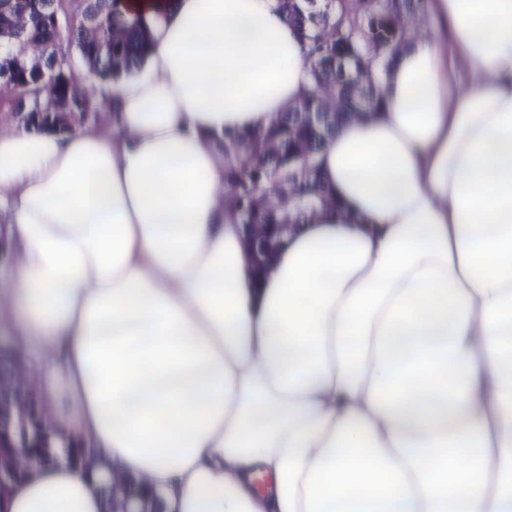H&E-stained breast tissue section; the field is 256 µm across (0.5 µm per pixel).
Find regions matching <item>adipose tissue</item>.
Returning <instances> with one entry per match:
<instances>
[{"instance_id": "adipose-tissue-1", "label": "adipose tissue", "mask_w": 512, "mask_h": 512, "mask_svg": "<svg viewBox=\"0 0 512 512\" xmlns=\"http://www.w3.org/2000/svg\"><path fill=\"white\" fill-rule=\"evenodd\" d=\"M120 111L0 130V323L57 434L0 512H512V0H429L254 277L215 142L310 87L278 0H133ZM87 449L72 463L70 444Z\"/></svg>"}]
</instances>
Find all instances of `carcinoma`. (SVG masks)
Masks as SVG:
<instances>
[{"label": "carcinoma", "instance_id": "carcinoma-1", "mask_svg": "<svg viewBox=\"0 0 512 512\" xmlns=\"http://www.w3.org/2000/svg\"><path fill=\"white\" fill-rule=\"evenodd\" d=\"M130 0H0V101L24 129H53L61 109L99 120L95 93L80 86L75 63L112 94L144 65L152 44ZM300 30L315 90L259 132L224 143L225 206L241 224H303L328 201L316 157L337 126L381 103L380 88L405 46L409 26L427 17L428 0H280ZM300 168L288 173V157ZM51 432L29 452L51 464Z\"/></svg>", "mask_w": 512, "mask_h": 512}]
</instances>
